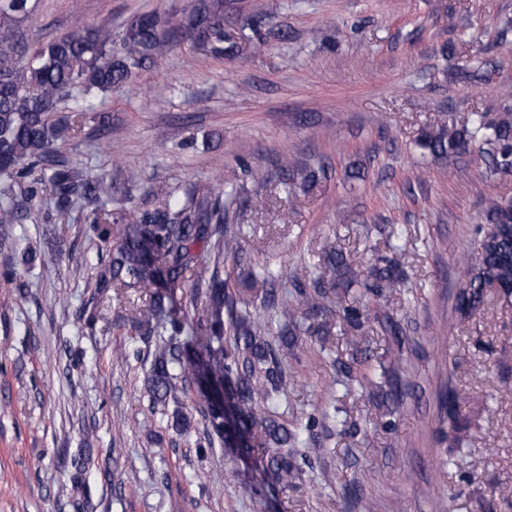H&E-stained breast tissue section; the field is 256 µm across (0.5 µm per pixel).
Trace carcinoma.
I'll return each mask as SVG.
<instances>
[{
  "instance_id": "cac0c4a2",
  "label": "carcinoma",
  "mask_w": 512,
  "mask_h": 512,
  "mask_svg": "<svg viewBox=\"0 0 512 512\" xmlns=\"http://www.w3.org/2000/svg\"><path fill=\"white\" fill-rule=\"evenodd\" d=\"M33 10L32 0H0V175L30 179L22 201L6 195L0 201V224H15L40 192L51 195L55 212L65 216L75 200L86 204L84 223L111 255L98 272L93 287L100 295L114 288H139L148 296L155 325L148 333L160 337L155 346L148 392L155 403L178 402L176 381L202 378L224 385V408L229 426H221L212 407L202 411L208 436L251 457L256 468L282 487L295 486L303 470L294 462L302 449L319 455L322 444L299 440L300 431L275 418L277 405L294 377L286 376L283 362L303 330L304 320L316 319L340 308L345 321L358 329L359 309L343 305L352 288L380 296L403 288L406 277L392 263L360 278L346 258L332 253L328 267L336 284L322 278L300 283L292 300L278 302L267 285L274 274L263 269L255 281L275 309L276 335L253 316L247 298L230 290L224 262L237 260L241 238L224 224V196H199L188 191L183 199H168L154 209H110L112 183L92 180L59 156L65 143L96 109L98 96L120 90L147 60L161 55L178 40L222 57L236 40L224 30V0H194L187 13H142L118 35L107 28L78 26L62 36L23 48L11 36ZM75 104L68 117L58 115L67 98ZM419 145L438 157L487 154L494 173H512V113L494 117L472 112L458 127L442 123L422 134ZM489 227L477 233L491 244L467 260L468 275L457 295L461 319L485 305L495 282L512 283V199L487 201ZM122 225L120 240L112 245V225ZM189 294V305L174 301V290ZM465 393L448 388L443 421L449 431L442 438L458 444L465 427L458 411Z\"/></svg>"
}]
</instances>
